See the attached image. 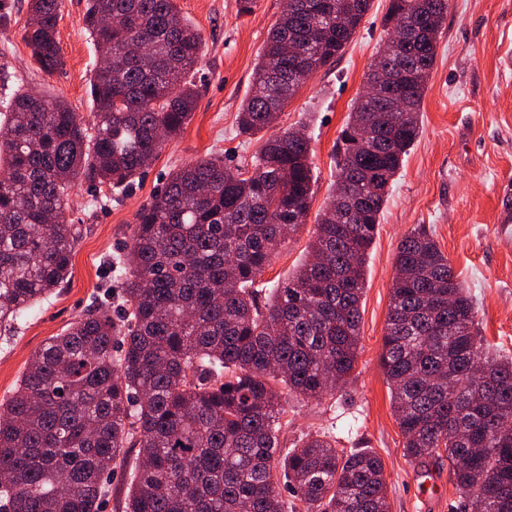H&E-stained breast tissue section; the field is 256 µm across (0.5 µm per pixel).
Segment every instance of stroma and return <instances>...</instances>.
<instances>
[{
  "mask_svg": "<svg viewBox=\"0 0 512 512\" xmlns=\"http://www.w3.org/2000/svg\"><path fill=\"white\" fill-rule=\"evenodd\" d=\"M177 5L205 40L195 76L196 110L129 189L96 197L86 184L72 188L68 218L83 231L72 276L13 328L0 330V404L12 398L32 353L49 337L95 309L107 293H120V272L108 262L124 254L138 210L164 191L175 168L216 152L230 166L252 167L262 137L242 132L237 112L284 0H257L249 12L240 11L238 0ZM389 5L390 0H373L335 62L303 84L280 114L277 131L304 124L312 135L313 197L305 224L261 278V302L269 301L305 257L316 216L333 189L340 132L388 37ZM8 7L0 65L26 87L63 97L88 115L87 88L98 53L84 23L85 0H63L57 31L64 65L51 73L39 70L22 39L28 0H8ZM419 121L421 133L391 184L368 251L353 376L319 401L283 396L280 439L290 448L306 434L323 433L335 439L337 449L375 453L383 463L390 512H464L448 480L447 461L417 464L405 457L380 354L396 246L423 228L475 298L481 336L512 356V244L501 242L497 224L501 194L512 189V0H449Z\"/></svg>",
  "mask_w": 512,
  "mask_h": 512,
  "instance_id": "35a3bbf8",
  "label": "stroma"
}]
</instances>
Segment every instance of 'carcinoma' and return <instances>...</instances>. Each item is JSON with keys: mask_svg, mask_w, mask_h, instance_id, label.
<instances>
[{"mask_svg": "<svg viewBox=\"0 0 512 512\" xmlns=\"http://www.w3.org/2000/svg\"><path fill=\"white\" fill-rule=\"evenodd\" d=\"M177 0H87L94 68L89 119L60 96L0 95V328L67 283L82 229L68 188L124 189L195 112L202 35ZM321 0H288L242 101L240 129L272 128L298 89L350 42L373 0H343L341 26ZM62 0H29L23 40L41 71L62 66ZM448 0H391L406 54L377 59L386 99L360 95L341 131L336 188L309 255L259 305L256 288L311 197V138L264 140L253 169L218 154L171 173L137 214L123 269L124 318L92 310L29 360L0 406V512H103V475L127 448L142 460L123 512H389L381 459L311 435L280 445L279 389L319 400L353 373L365 262L390 184L419 135ZM476 305L425 229L397 245L380 358L415 461L448 458L470 512H512V359L484 347ZM484 365L474 376L473 360Z\"/></svg>", "mask_w": 512, "mask_h": 512, "instance_id": "carcinoma-1", "label": "carcinoma"}]
</instances>
